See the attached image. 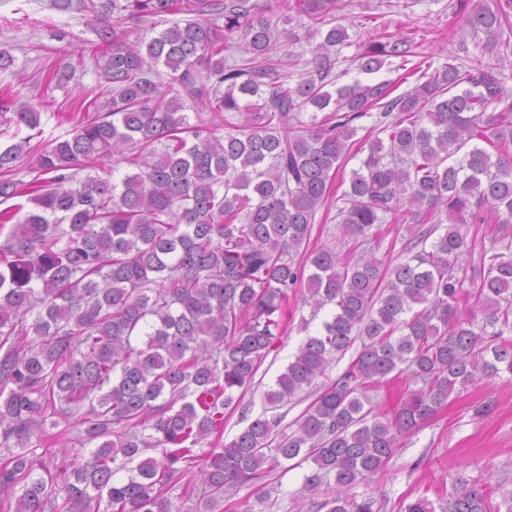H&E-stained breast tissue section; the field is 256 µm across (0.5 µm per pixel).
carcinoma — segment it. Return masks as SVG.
I'll return each mask as SVG.
<instances>
[{"instance_id":"1","label":"carcinoma","mask_w":512,"mask_h":512,"mask_svg":"<svg viewBox=\"0 0 512 512\" xmlns=\"http://www.w3.org/2000/svg\"><path fill=\"white\" fill-rule=\"evenodd\" d=\"M352 6L79 0L97 84L66 138L32 143L41 113L28 108L11 121L30 134L0 149V204L33 205L0 211L1 509L222 512L246 487L265 504L260 480L295 460L311 468L306 512H382L353 489L453 393L512 377V95L501 79L512 0L449 3L477 53L464 46L466 62L451 55L433 71L409 40L367 35L357 69L397 58L399 81L415 85L396 95L393 81H357L334 95L349 40L338 15ZM278 9L307 19L311 58L278 54L301 41L273 23ZM175 14L187 18L156 30ZM147 23L153 36L132 37ZM189 106L210 119L190 122ZM365 117L374 123L356 140ZM119 163L136 172L114 180ZM333 206L356 253L301 252ZM386 224L408 234L390 270L377 256ZM470 224L490 243L471 275ZM299 292L312 317L325 312L322 327L226 443L225 410L280 342ZM358 339L347 370L317 385ZM402 375L419 387L374 411L371 392ZM313 388L297 427L280 429L274 410ZM176 488L185 510L168 496ZM448 512H512V494L494 504L458 476Z\"/></svg>"}]
</instances>
